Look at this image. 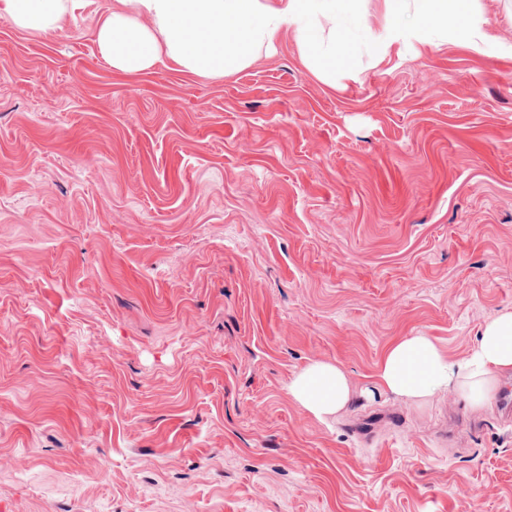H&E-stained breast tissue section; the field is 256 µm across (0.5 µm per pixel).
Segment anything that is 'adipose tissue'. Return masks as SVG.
<instances>
[{"label":"adipose tissue","mask_w":512,"mask_h":512,"mask_svg":"<svg viewBox=\"0 0 512 512\" xmlns=\"http://www.w3.org/2000/svg\"><path fill=\"white\" fill-rule=\"evenodd\" d=\"M87 0H0V18L19 30L62 31ZM388 19L373 32L361 0H112L95 42L118 74H141L162 64L201 78H223L275 53L293 37L302 64L320 77L357 59L383 60L394 45L430 46L448 38L474 50L494 43L473 0H384ZM512 372V310L487 320L475 347L459 360L425 332L390 343L370 387L354 391L340 364L316 360L288 381V395L306 414L327 421L355 396L380 393L420 406L457 390L474 407L488 404L498 377Z\"/></svg>","instance_id":"obj_1"}]
</instances>
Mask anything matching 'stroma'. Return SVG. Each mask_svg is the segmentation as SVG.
<instances>
[{"instance_id":"1","label":"stroma","mask_w":512,"mask_h":512,"mask_svg":"<svg viewBox=\"0 0 512 512\" xmlns=\"http://www.w3.org/2000/svg\"><path fill=\"white\" fill-rule=\"evenodd\" d=\"M92 0L0 19V512H512L499 399L369 386L512 310V59L454 43L327 85L294 39L220 80L114 73ZM88 0H0V18L19 30L52 34L62 31ZM288 395L306 414L328 421L344 411L355 398L346 369L337 362L316 360L288 381Z\"/></svg>"}]
</instances>
